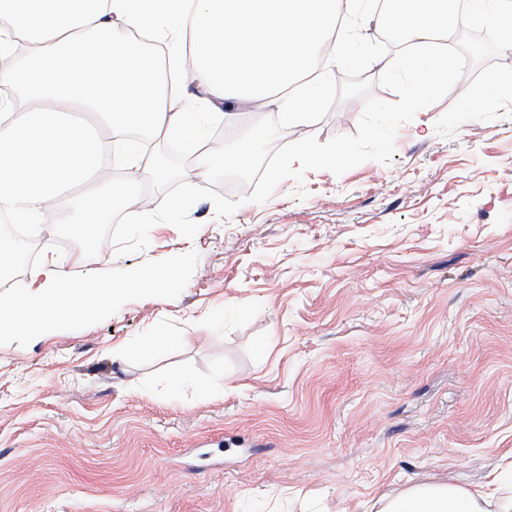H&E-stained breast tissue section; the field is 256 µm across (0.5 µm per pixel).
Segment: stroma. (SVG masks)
Here are the masks:
<instances>
[{"label":"stroma","mask_w":512,"mask_h":512,"mask_svg":"<svg viewBox=\"0 0 512 512\" xmlns=\"http://www.w3.org/2000/svg\"><path fill=\"white\" fill-rule=\"evenodd\" d=\"M389 163L287 179L194 239L68 252L47 213L38 263L151 285L29 340L0 339V512H378L380 494L512 463V118L437 120ZM357 99L281 133L355 134ZM305 187L306 199L295 192ZM174 337L159 353L139 337ZM223 398L167 393L169 374Z\"/></svg>","instance_id":"stroma-1"}]
</instances>
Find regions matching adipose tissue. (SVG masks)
Segmentation results:
<instances>
[{
  "mask_svg": "<svg viewBox=\"0 0 512 512\" xmlns=\"http://www.w3.org/2000/svg\"><path fill=\"white\" fill-rule=\"evenodd\" d=\"M374 14V0H0V215L39 224L50 209L69 211L81 247L113 210L130 224L147 210L178 214L181 197H146L163 171L129 135L179 133L199 173L244 167L248 154L218 161L203 151L206 125L241 100L310 116L330 84L318 65L323 41L335 37L343 59L361 56L357 29ZM120 27L169 42L167 58L116 38ZM114 164L124 177L102 179ZM144 284L38 267L28 287L0 298V336L83 318ZM511 482L512 472H498L472 490L417 485L381 497L379 512H512Z\"/></svg>",
  "mask_w": 512,
  "mask_h": 512,
  "instance_id": "adipose-tissue-1",
  "label": "adipose tissue"
}]
</instances>
